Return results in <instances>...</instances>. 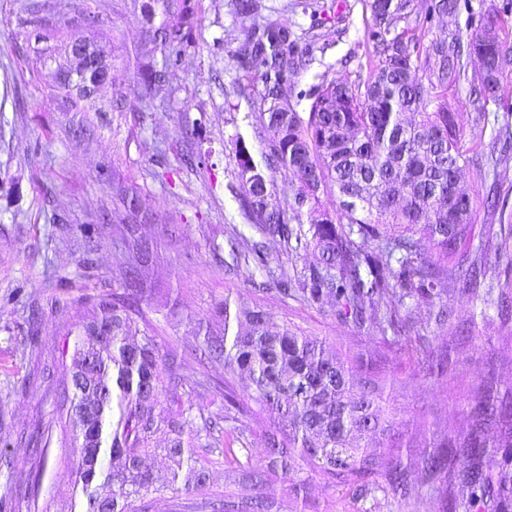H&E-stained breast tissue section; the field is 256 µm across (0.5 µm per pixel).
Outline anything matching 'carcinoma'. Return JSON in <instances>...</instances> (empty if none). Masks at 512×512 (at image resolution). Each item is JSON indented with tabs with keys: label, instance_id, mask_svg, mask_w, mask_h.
I'll list each match as a JSON object with an SVG mask.
<instances>
[{
	"label": "carcinoma",
	"instance_id": "carcinoma-1",
	"mask_svg": "<svg viewBox=\"0 0 512 512\" xmlns=\"http://www.w3.org/2000/svg\"><path fill=\"white\" fill-rule=\"evenodd\" d=\"M163 2L169 20L147 30V62L133 80L148 110L168 101L169 78L195 46L188 0ZM362 2L370 12L367 77L348 83L321 75L308 111L301 112L300 101L284 92L298 68L300 37L263 14L260 0H236L237 14L249 25L231 56L261 69L262 88L249 96L258 103L252 117L265 135V150L257 164L237 143L250 235L226 224L215 248L224 273L251 284L250 299L236 309L224 298L223 331H208L199 345L200 358L224 369L220 409L208 410L216 386L206 375L191 390H180L176 349L162 347L151 334L130 339L135 318L144 315L139 303L113 294L88 300L89 315L74 324L72 365L78 368L88 353L94 357L91 386L61 391L56 408V420L74 434L76 484L86 512H95L103 498L112 502V512H151L148 495L166 490L176 493L174 512H267L260 496L245 506L211 496L204 464L229 445L249 450L253 422L264 424L269 465L232 468L229 480L242 475L260 486L280 474L298 491L319 474L363 498L384 478L394 494H411L412 478L397 452L407 433L385 381L390 375L406 387L415 376L402 375L391 353L416 310L424 307L438 326L448 324V293L460 269L474 281L490 273L482 249L473 245L477 195L461 197L453 189L467 173L482 188L489 180L499 183L500 167L512 154L507 125L497 129L488 151L481 142L464 141L448 89L471 79L477 120L489 121L487 105L504 98L500 78L512 62V47L491 20L469 34L455 31L424 44L421 19L455 13L458 0ZM20 9L38 29L39 58L56 53L62 32L79 38L73 24H100L89 8L71 17L67 0H59L51 19L38 0H22ZM474 59L485 71L468 72ZM51 79L65 110L81 111L84 97ZM282 172L295 181L292 194L271 207L275 176ZM112 196L130 213L140 207L133 183L116 184ZM112 245L120 275L142 280L152 243L124 236ZM312 251L317 260L297 266ZM471 297L480 303L474 318L494 302L508 307L507 296L494 300L490 289H474ZM275 298L322 311L328 306L351 331L379 332L384 350L377 366L365 368L358 354L340 348L332 354L326 339L291 326L270 330L261 302ZM437 340L422 339L417 364L424 378L446 385L448 350ZM238 377L250 382L247 401L235 391ZM471 395L465 426L445 424L433 451L421 457L424 480L450 494L453 512H512V392H501L488 378ZM159 431L169 436L172 481L187 470V498L173 484L154 485L151 441ZM458 451L469 457L459 471ZM99 480L109 495L96 493Z\"/></svg>",
	"mask_w": 512,
	"mask_h": 512
}]
</instances>
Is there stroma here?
<instances>
[{"label":"stroma","instance_id":"1","mask_svg":"<svg viewBox=\"0 0 512 512\" xmlns=\"http://www.w3.org/2000/svg\"><path fill=\"white\" fill-rule=\"evenodd\" d=\"M336 27L313 10L289 9L286 0H265L273 19L300 35L318 40L287 85L289 96L309 91L321 73L355 81L367 77L366 23L359 0ZM99 11L103 24L86 31L95 48L112 63L116 88H102L92 112L64 111L48 78L61 55L33 63L28 26L20 0H0V497L16 512H84L85 501L71 476V433L53 424L57 395L71 381L73 339L70 331L83 298L113 293L145 298L138 332L155 334L159 344L187 350L184 386L208 372L223 382L224 372L209 369L190 350L206 330L222 329L218 312L227 291L246 293L247 283L225 276L212 256L224 227L245 223L234 178L236 140L253 158L264 141L251 116L250 100L240 87L259 82V69H243L232 58L242 26L235 0H192L193 37L173 79L169 110L144 112L129 85L144 58L140 49L146 24L133 14L130 0H71L73 11ZM496 17L501 37L512 46V0H460L459 11L424 23L427 39L476 27ZM124 96V111H112V96ZM448 102L466 142H490L492 130L476 125L468 85L448 92ZM164 142L166 162L153 166V142ZM213 148L211 177L202 178L181 159L197 147ZM113 180L141 188V209L125 224L112 204ZM152 238L157 251L144 279L127 283L113 264L112 240L126 233ZM475 244L484 247L501 283L512 282V247H502L496 215L479 207ZM58 281L45 287L46 270ZM263 309L271 326L293 324L329 343L350 333L328 312L297 302L268 300ZM447 332H439L425 311L414 315L411 338L438 336L450 354L448 383L418 377L416 360H404L416 375L408 390L391 389L410 445L401 456L417 471L438 426L460 413L472 386L487 376L512 389V315L497 308L473 319V303L464 285L448 295ZM224 463L209 466L218 493L237 501L262 495L268 512H446L417 485L411 497L382 491L364 500L312 476L295 493L274 480L254 487L245 479H224Z\"/></svg>","mask_w":512,"mask_h":512}]
</instances>
